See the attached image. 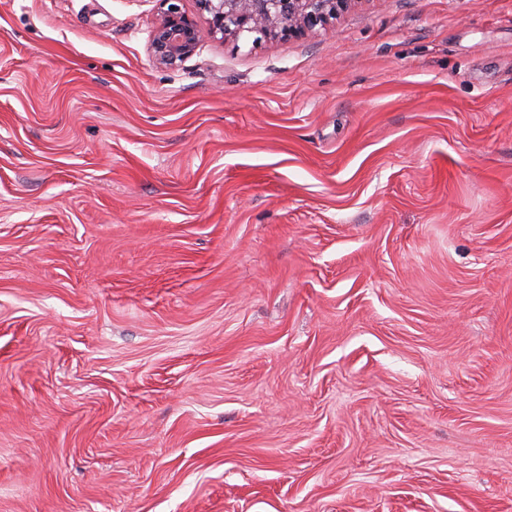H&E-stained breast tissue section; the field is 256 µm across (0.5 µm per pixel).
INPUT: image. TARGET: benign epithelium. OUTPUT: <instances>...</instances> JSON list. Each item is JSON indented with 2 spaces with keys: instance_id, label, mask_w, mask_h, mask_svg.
Returning <instances> with one entry per match:
<instances>
[{
  "instance_id": "7a95c632",
  "label": "benign epithelium",
  "mask_w": 512,
  "mask_h": 512,
  "mask_svg": "<svg viewBox=\"0 0 512 512\" xmlns=\"http://www.w3.org/2000/svg\"><path fill=\"white\" fill-rule=\"evenodd\" d=\"M156 2L151 55L156 65L173 68L193 55L205 36L256 48L323 28L357 0H196L207 15L205 30L182 8V0Z\"/></svg>"
}]
</instances>
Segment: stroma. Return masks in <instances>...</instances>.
Instances as JSON below:
<instances>
[{"mask_svg":"<svg viewBox=\"0 0 512 512\" xmlns=\"http://www.w3.org/2000/svg\"><path fill=\"white\" fill-rule=\"evenodd\" d=\"M156 20L0 0V512H512V0ZM359 0H196L207 15L203 31L182 0H156L159 19L150 39L156 65L173 68L194 54L203 37L251 44L323 28Z\"/></svg>","mask_w":512,"mask_h":512,"instance_id":"stroma-1","label":"stroma"}]
</instances>
